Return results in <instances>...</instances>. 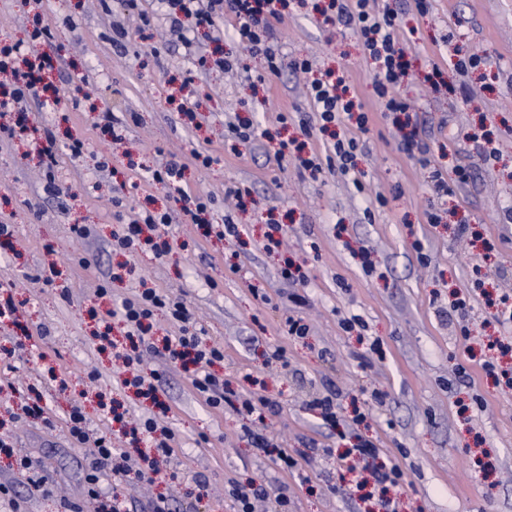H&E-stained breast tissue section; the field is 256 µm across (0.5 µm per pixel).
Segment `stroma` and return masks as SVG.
I'll use <instances>...</instances> for the list:
<instances>
[{
    "label": "stroma",
    "mask_w": 512,
    "mask_h": 512,
    "mask_svg": "<svg viewBox=\"0 0 512 512\" xmlns=\"http://www.w3.org/2000/svg\"><path fill=\"white\" fill-rule=\"evenodd\" d=\"M389 2L413 62L396 92L414 108L428 165L400 150L395 128L380 114L373 66L352 32L323 23L309 5L277 27V54L312 58L317 71L345 72L369 114L368 132L357 135L355 173L344 176L277 161L261 137L235 148L224 138L225 124L238 116H253L258 130L274 137L284 130L299 135L303 121L315 124L303 77L285 72L255 95L245 76L194 68L199 53L214 49L205 33L155 58L119 0H42L53 31L42 46L51 80L64 91L70 74L92 69L90 98L107 101L122 119V140L100 133L98 113L71 112L68 123L55 125L58 142L82 139L90 156L79 169L60 160L53 196L44 191L37 156L15 143L0 147V221L12 231L0 240V291L18 307L16 322L0 323V433L32 463L21 470L0 457V484L16 492L14 500H0V512H66L82 502L88 450L70 440L65 423L76 401L131 457L150 452L151 442L131 445L102 404L129 421L153 417L179 438L165 477L146 483L131 475L115 486L129 512H151L161 495L172 512H237L230 485L250 481L270 495L258 512H272L280 494L289 499L288 512H382L333 454L361 437L404 471V512H512V389L479 366L485 336L512 344V323H491L484 300L488 293L512 296V223L500 221L512 208V0H431L425 14L413 0ZM117 25L129 32L122 49L112 45ZM452 46L463 57L479 54L485 66L460 73L446 60ZM435 63L442 78L432 86L424 75ZM186 75L202 96L191 122L167 101L169 78ZM462 85L470 97L461 98ZM129 112L138 113V123L125 121ZM476 130L492 140L496 161L476 155L467 139ZM194 151L213 162L189 168L184 189L211 198L214 223L232 219L238 235L205 236L177 212L164 262L113 253V230L146 202H170L169 189L149 184L140 167ZM459 166L470 169V180L453 183L452 194L434 193L433 168ZM235 188L245 191V205L226 199ZM76 224L87 225L88 235L76 236ZM364 250L372 267L361 262ZM81 258L88 268L78 266ZM288 260L305 275L292 286L281 277ZM120 261L130 272L110 281L107 272ZM51 269L66 279L68 298L43 283ZM148 287L181 297L204 339L223 347L225 378L245 394L263 382L264 396L280 404L278 415L261 420L210 409L181 370L154 355L142 367L161 373L166 409L126 389L124 369L93 334L106 320L113 338L123 339L127 328L115 313ZM292 291L304 296L303 305L289 301ZM458 299L466 309H452ZM291 315L307 324L305 338L280 331ZM354 315L359 324L344 330L342 319ZM30 333L39 335L37 347L26 346ZM279 348L282 363L272 357ZM461 365L471 383L459 381ZM52 366L67 374V388L51 381ZM91 369L98 379L87 378ZM328 380L345 416L363 412V423L334 427L309 410ZM36 396L53 411V428L18 421ZM254 432L293 454L313 442L321 452L303 462L297 479L253 447ZM35 479L41 490L32 488Z\"/></svg>",
    "instance_id": "stroma-1"
}]
</instances>
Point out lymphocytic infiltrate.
<instances>
[{"instance_id": "obj_1", "label": "lymphocytic infiltrate", "mask_w": 512, "mask_h": 512, "mask_svg": "<svg viewBox=\"0 0 512 512\" xmlns=\"http://www.w3.org/2000/svg\"><path fill=\"white\" fill-rule=\"evenodd\" d=\"M158 8L150 13L141 8V0H121L123 9L137 15L140 27L152 29L157 20L166 19L170 31L178 42L187 44L192 33L205 29L212 33L214 41H222L225 18H232L235 38L252 54H264L266 65L256 77L257 83L269 84L281 79L285 71L309 72L312 63L309 59H291L268 52L267 44L275 39V24L282 21L303 0H156ZM330 11L324 14L327 24H338L356 33L366 56L374 65L375 89L387 112L409 114L411 104L396 93L397 86L407 75L406 46L398 29V14L391 6L375 7L371 0H329ZM32 29L28 40L13 41L0 39V112H19V120L12 125L0 124V134L8 139L26 140L34 144L46 170L47 192L55 190V174L59 163V147L52 128L31 119L32 108H59L67 101L79 106L87 95L88 77L85 73H74L68 80L66 97L50 96V87L44 79L46 70L51 69L49 56L41 53L39 47L52 37L51 26L42 12H34ZM339 80L332 77L314 79L309 94L318 114L319 132L342 124L344 117L355 116L359 130H366L368 120L365 114L356 113V102L339 90ZM359 143L355 137L336 136L333 151L325 159L300 157L296 154L294 141L282 140L275 153L277 160L297 159L300 168L319 172L325 169L348 173L356 166ZM186 164L179 156H171L160 168L151 172L153 183L175 187L180 191L175 203L192 223H205V215L210 201L202 196H191L180 189ZM172 217L169 211H148L140 218L122 225L119 232L112 235L113 249L136 254L142 247H149L153 259L164 260L172 251L167 226ZM189 323L190 312L183 300L145 289L135 297L122 303L121 316L124 322L137 331V340L131 345L130 353L124 354L123 363L131 367L133 373L127 378L128 386L137 392L156 397L158 387L156 374L145 375L136 372L135 364L141 363L146 350L159 351L171 365L186 369L188 377L203 398L205 404L220 410L231 408L236 412H254L256 407L271 408L267 398L259 401L240 399L232 389L229 380L214 373L215 364L223 362L224 350L217 345L203 342L197 333H185L175 339L164 338L155 343L149 336L147 323L156 314ZM66 427L70 438L78 444L88 446L91 463L84 475V499L90 503L93 512H126V506L117 495L106 488L108 481L121 478L124 467L112 462V435L108 432H91L87 417L80 405H72L68 412ZM133 441L151 438L155 441L156 457L146 460L139 466L137 475L141 480L151 482L160 473V465L174 452L178 442L171 428H158L154 418L141 419L130 427ZM352 460L349 471L370 472L382 496L384 512H401L398 499L389 495L391 489L399 487L404 473L399 465L380 462L375 444L366 438H359L351 448Z\"/></svg>"}]
</instances>
